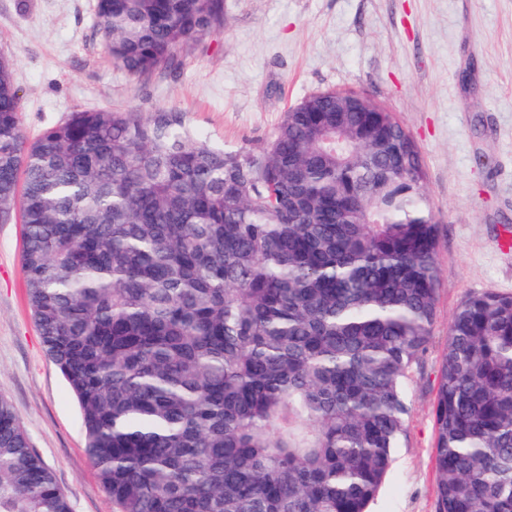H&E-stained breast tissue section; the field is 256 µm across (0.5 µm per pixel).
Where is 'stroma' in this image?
<instances>
[{
    "instance_id": "1",
    "label": "stroma",
    "mask_w": 512,
    "mask_h": 512,
    "mask_svg": "<svg viewBox=\"0 0 512 512\" xmlns=\"http://www.w3.org/2000/svg\"><path fill=\"white\" fill-rule=\"evenodd\" d=\"M96 4L0 0L27 139L80 109H168L211 144L257 149L324 89L366 93L409 132L438 219L436 316L407 387V436L368 512H436L433 407L451 321L470 294H512V0H225V25L147 81L107 57ZM22 240L20 222L0 223V396L72 512H112L27 301Z\"/></svg>"
}]
</instances>
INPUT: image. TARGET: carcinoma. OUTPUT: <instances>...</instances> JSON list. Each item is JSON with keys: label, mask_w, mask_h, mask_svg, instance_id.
<instances>
[{"label": "carcinoma", "mask_w": 512, "mask_h": 512, "mask_svg": "<svg viewBox=\"0 0 512 512\" xmlns=\"http://www.w3.org/2000/svg\"><path fill=\"white\" fill-rule=\"evenodd\" d=\"M224 0H98L112 63L164 73ZM325 89L257 150L184 113L84 110L27 140L0 57V223L112 512H366L406 436L437 222L388 108ZM437 512H512V296L466 298L434 404ZM0 512H72L0 397Z\"/></svg>", "instance_id": "carcinoma-1"}]
</instances>
